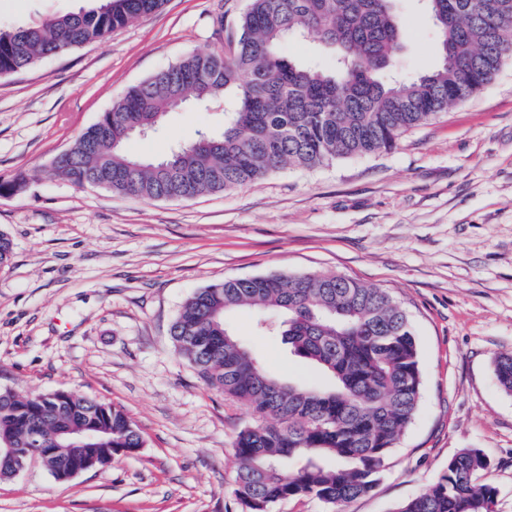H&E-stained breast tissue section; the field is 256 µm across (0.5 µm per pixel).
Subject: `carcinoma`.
Here are the masks:
<instances>
[{
  "label": "carcinoma",
  "instance_id": "carcinoma-1",
  "mask_svg": "<svg viewBox=\"0 0 512 512\" xmlns=\"http://www.w3.org/2000/svg\"><path fill=\"white\" fill-rule=\"evenodd\" d=\"M436 27L439 64L394 76L407 40L396 0H250L232 54L191 53L131 87L53 163L50 175L145 201L188 200L257 181L285 166L315 168L335 159L397 147L408 130L434 119L490 83L512 60V0H422ZM164 0H104L39 26L0 28V75L86 44L158 11ZM313 34L332 67L287 56L291 37ZM186 102L224 104V131L177 142L158 158L125 143L163 126ZM255 309L258 328L279 336L328 380L285 382L233 336L226 314ZM178 352L203 383L249 406L252 424L235 439L237 495L248 512H271L287 498L315 497L339 509L370 494L385 461L413 422L421 397L419 348L407 312L382 288L344 275L272 274L228 279L194 292L171 325ZM512 396V354L494 360ZM55 438L40 457L65 477L70 439L93 467L143 439L120 408L86 395L26 400L0 390V439ZM490 467L463 448L439 479L393 512H494L497 489L479 480Z\"/></svg>",
  "mask_w": 512,
  "mask_h": 512
}]
</instances>
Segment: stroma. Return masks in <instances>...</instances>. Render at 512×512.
<instances>
[{
	"instance_id": "stroma-1",
	"label": "stroma",
	"mask_w": 512,
	"mask_h": 512,
	"mask_svg": "<svg viewBox=\"0 0 512 512\" xmlns=\"http://www.w3.org/2000/svg\"><path fill=\"white\" fill-rule=\"evenodd\" d=\"M89 0H0V26L34 25ZM248 0H166L89 44L0 75V389L86 394L122 408L143 438L132 455L60 483L35 465L0 482V512H245L234 441L250 409L208 389L170 328L195 291L234 278L336 272L388 291L418 339L415 418L375 490L343 512H393L460 449L512 512V396L493 363L512 353V61L372 155L265 178L191 200L143 201L49 177L53 160L126 91L193 52L226 48ZM415 74L439 61L418 0H398ZM217 108L170 113L131 153L159 156L218 133ZM229 330L265 368L297 383L321 374L251 308Z\"/></svg>"
}]
</instances>
